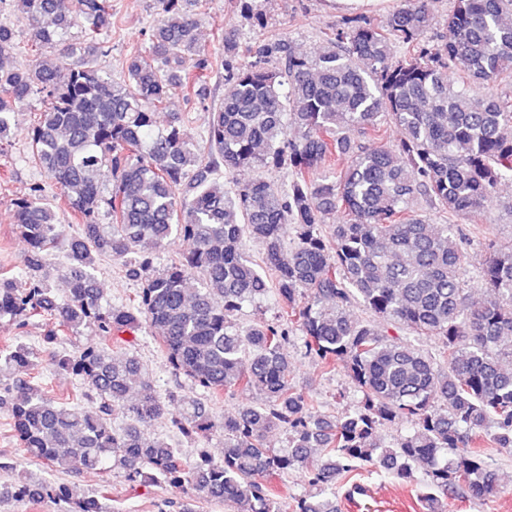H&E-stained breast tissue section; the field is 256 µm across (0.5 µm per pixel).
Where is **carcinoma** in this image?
I'll return each mask as SVG.
<instances>
[{
    "mask_svg": "<svg viewBox=\"0 0 512 512\" xmlns=\"http://www.w3.org/2000/svg\"><path fill=\"white\" fill-rule=\"evenodd\" d=\"M195 2L155 0L148 46L133 50L115 80L88 63L65 65L77 53L104 51L110 0H13L33 60L0 64V140L14 114L42 98L31 160L80 233L59 300L39 273L62 225L40 186L15 202L27 278L0 272V316L46 318L48 343L59 329L94 325L99 338L117 342L145 325L173 374L210 396L254 391L260 401L218 424L195 400H161L135 358L117 361L88 345L56 360L80 380L87 404H74L31 382L32 353L18 343L0 349V372L16 375L7 391L22 448L61 469L110 461L132 482L178 483L194 500L232 502L237 512H281L274 481L290 469L313 488L292 512H340L337 484L375 458L401 479L411 478L412 462L424 468L425 512H446L458 487L474 498L497 494L486 455L490 447L512 452V246L487 249L482 287L490 299L477 304L461 283L466 255L452 225L428 223L417 202L477 215L512 183V96L493 92L512 84V0H454L436 40L434 0H402L386 24L338 30L313 57L276 32L246 45L226 29L214 60L194 58ZM75 28L93 38L74 41ZM14 49L15 31L0 21V59ZM219 68L224 97L211 112L206 150L189 141L178 112L155 128L173 92L192 100ZM390 122L402 131L393 146ZM357 137L372 145L355 144ZM256 166L283 168L290 180L280 188L220 181L225 171ZM103 210L112 223H100ZM336 212L339 222L326 223ZM289 225L297 243L287 250ZM246 237L264 244V265L246 253ZM175 239L189 241V250L158 274L152 256H139L135 298L102 304L98 257L121 259L146 240L163 249ZM272 287L277 323L242 331L229 320ZM354 303L436 339L442 362L352 319ZM295 330L322 370L343 366L361 392L359 405L333 422L289 380L285 347ZM119 412L122 429L112 426ZM163 415L188 435L220 431L222 458L204 453L184 466L178 449L146 432ZM396 420L409 432L387 447L378 428ZM275 428L288 435V449L266 445L264 432ZM10 494L62 498L67 512H105L97 497L73 501L49 482L19 481Z\"/></svg>",
    "mask_w": 512,
    "mask_h": 512,
    "instance_id": "obj_1",
    "label": "carcinoma"
}]
</instances>
